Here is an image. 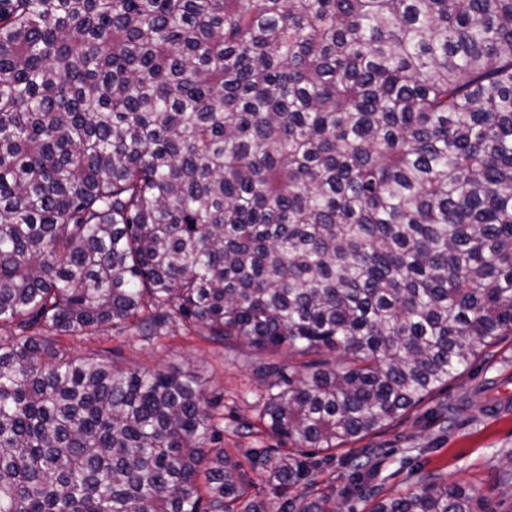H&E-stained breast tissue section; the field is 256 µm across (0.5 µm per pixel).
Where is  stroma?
<instances>
[{
  "label": "stroma",
  "instance_id": "obj_1",
  "mask_svg": "<svg viewBox=\"0 0 512 512\" xmlns=\"http://www.w3.org/2000/svg\"><path fill=\"white\" fill-rule=\"evenodd\" d=\"M71 351L108 349L114 358L131 367L169 370L194 362L208 380L212 411L223 423L218 447L237 460L255 449L278 455L282 442L259 419L267 388L256 377L267 357L245 344H213L182 324L158 336H142L130 327H115L94 336H60ZM456 407L451 428H440L434 419L440 406ZM512 458V336L501 340L492 363L474 361L461 377L421 410L406 413L386 429L338 449L335 460L315 452V467L306 484L276 489L268 474L247 471L250 498L276 512L283 498L314 496L341 491L352 465L369 463L377 479L352 501L354 512H368L373 500L419 490L428 475L444 482L458 481L487 497L494 512H512V483L500 474Z\"/></svg>",
  "mask_w": 512,
  "mask_h": 512
}]
</instances>
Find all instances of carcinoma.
<instances>
[{"mask_svg": "<svg viewBox=\"0 0 512 512\" xmlns=\"http://www.w3.org/2000/svg\"><path fill=\"white\" fill-rule=\"evenodd\" d=\"M180 323L334 450L512 336V0H0V512H265ZM285 487L302 453L248 456ZM376 477L356 465L342 494ZM279 512H342L336 495ZM370 512H484L428 479Z\"/></svg>", "mask_w": 512, "mask_h": 512, "instance_id": "cac0c4a2", "label": "carcinoma"}]
</instances>
